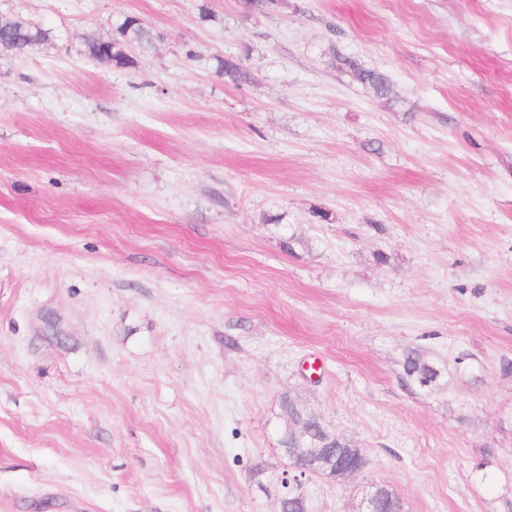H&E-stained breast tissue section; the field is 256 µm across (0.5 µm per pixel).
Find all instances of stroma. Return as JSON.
<instances>
[{"instance_id": "stroma-1", "label": "stroma", "mask_w": 512, "mask_h": 512, "mask_svg": "<svg viewBox=\"0 0 512 512\" xmlns=\"http://www.w3.org/2000/svg\"><path fill=\"white\" fill-rule=\"evenodd\" d=\"M0 14V512H277L286 396L320 512H512V0ZM46 37V30L26 24L15 17L0 15V47L22 51L34 42ZM404 371L411 380L418 382L420 386H428L435 382L440 375L434 367L421 363L420 357L413 351L406 356Z\"/></svg>"}]
</instances>
